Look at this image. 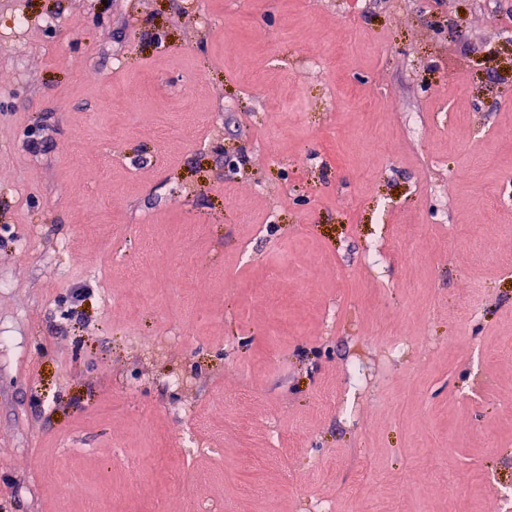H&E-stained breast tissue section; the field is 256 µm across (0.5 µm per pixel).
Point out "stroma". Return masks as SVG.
I'll return each instance as SVG.
<instances>
[{
	"label": "stroma",
	"mask_w": 512,
	"mask_h": 512,
	"mask_svg": "<svg viewBox=\"0 0 512 512\" xmlns=\"http://www.w3.org/2000/svg\"><path fill=\"white\" fill-rule=\"evenodd\" d=\"M508 173L512 0H0V512H504Z\"/></svg>",
	"instance_id": "stroma-1"
}]
</instances>
